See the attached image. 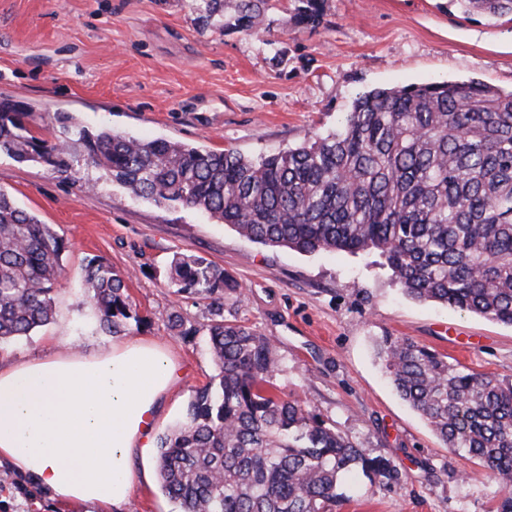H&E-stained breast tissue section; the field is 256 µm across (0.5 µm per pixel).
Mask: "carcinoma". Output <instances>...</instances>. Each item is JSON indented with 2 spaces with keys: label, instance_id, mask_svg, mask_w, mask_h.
I'll return each mask as SVG.
<instances>
[{
  "label": "carcinoma",
  "instance_id": "1",
  "mask_svg": "<svg viewBox=\"0 0 512 512\" xmlns=\"http://www.w3.org/2000/svg\"><path fill=\"white\" fill-rule=\"evenodd\" d=\"M205 27L256 33L271 0H185ZM465 14L512 13V0H455ZM324 0H295L315 26ZM0 100V154L70 174L81 155L132 195L209 213L250 241L300 253L376 252L403 292L512 326V91L474 80L379 88L360 95L340 130L258 160L101 129L49 141ZM64 240L0 188V346L53 319ZM178 293L211 299L205 325L216 374L182 420L158 437L161 487L179 512H335L343 484L399 479L300 399L274 393L281 367L269 339L224 317L237 283L196 255L176 254ZM87 299L119 335L143 317L124 277L86 267ZM377 355L399 396L445 445L487 468L512 512V380L467 372L410 339L382 338Z\"/></svg>",
  "mask_w": 512,
  "mask_h": 512
}]
</instances>
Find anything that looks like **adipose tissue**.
<instances>
[{"mask_svg": "<svg viewBox=\"0 0 512 512\" xmlns=\"http://www.w3.org/2000/svg\"><path fill=\"white\" fill-rule=\"evenodd\" d=\"M175 374L163 348L137 340L0 361V462L61 505L124 504L140 479L134 460L154 451Z\"/></svg>", "mask_w": 512, "mask_h": 512, "instance_id": "ef3b65f1", "label": "adipose tissue"}]
</instances>
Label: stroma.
I'll list each match as a JSON object with an SVG mask.
<instances>
[{"label": "stroma", "instance_id": "35a3bbf8", "mask_svg": "<svg viewBox=\"0 0 512 512\" xmlns=\"http://www.w3.org/2000/svg\"><path fill=\"white\" fill-rule=\"evenodd\" d=\"M292 15L278 5L248 34L202 28L183 0H0V99L20 104L32 132L52 141L76 124L257 158L336 131L375 87L475 80L512 89L511 14L466 16L453 0H325L318 26H295ZM0 188L66 243L53 321L0 347V357L22 360L63 340L85 352L115 343L84 288L89 260H103L124 275L142 317L126 339L162 346L179 367L156 427L166 431L214 373L203 332L210 300L167 285L175 254L201 256L241 285L225 295V317L275 346L277 394L307 401L396 465L389 486L357 477L338 512H491L497 482L399 398L375 343L407 338L462 368L512 378L511 326L407 297L376 255L264 246L206 212L134 197L92 165L69 177L1 154ZM172 314L195 335L171 329ZM141 467L150 483L114 512H177L156 457ZM0 512L81 510L13 472L0 480Z\"/></svg>", "mask_w": 512, "mask_h": 512}]
</instances>
